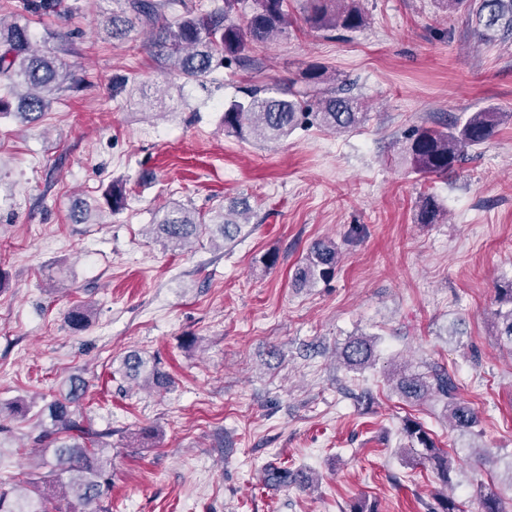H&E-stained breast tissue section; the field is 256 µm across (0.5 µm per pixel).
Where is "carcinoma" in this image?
Returning <instances> with one entry per match:
<instances>
[{
	"label": "carcinoma",
	"instance_id": "carcinoma-1",
	"mask_svg": "<svg viewBox=\"0 0 512 512\" xmlns=\"http://www.w3.org/2000/svg\"><path fill=\"white\" fill-rule=\"evenodd\" d=\"M118 9L101 22L102 29L120 40L134 28L147 25L153 56L162 71L186 82L202 84L220 65L227 69L245 62L246 52L278 35L286 33L289 25L285 0H251V10L242 12L244 0H224L221 7L201 12L191 0H115ZM304 17L310 27L323 31H353L366 25L367 16L360 0H307ZM448 10L463 6L487 30L498 29L512 37V0H442ZM26 11L35 17L61 15L72 11L63 0H26ZM305 83L312 89L329 85L320 94L309 91L282 92L255 86L241 89V96L224 106V133L245 139L254 136L263 142H277L288 138L296 129L318 125L333 132H346L363 125L368 118L360 99L346 89L335 86L336 78L327 72L311 68L304 74ZM0 85L6 95L0 97V112L7 113L11 97L18 88L25 93L18 99L17 111L24 121L37 122L52 100L74 89L75 71L49 48L35 47L29 22L0 20ZM505 120V114L491 108L471 112L451 126L437 129L417 126L396 141L398 158L420 174L445 176L460 165L468 149L489 141ZM111 212L126 206L123 185L114 182L104 193ZM418 220L434 224L440 208L430 195L418 201ZM98 205L81 202L74 207L71 220L75 224H91ZM250 206L237 201L217 212L216 224L226 241H233L239 232V217L247 214ZM152 229L160 233L166 245L185 248L194 242L203 224L195 213L180 204L174 205L162 217L154 220ZM339 251L331 240H318L309 247L302 264L297 268L296 281L302 285L326 280L335 274ZM500 301L509 304L499 308L495 317L500 324L499 335L504 347L512 354V279L497 289ZM90 307L70 310L65 322L73 328L88 325ZM341 356L352 369H363L374 361V342L367 337L350 340ZM145 362L136 353L128 355L121 367L127 378L142 375ZM144 376V375H142ZM144 381L154 390L165 388L169 375L158 366H151ZM399 392L407 399L423 401L429 397L443 401L448 408L452 428L470 433L477 426L478 414L468 403L457 398L458 386L448 370L437 365H426L417 371H404L397 376ZM86 383L72 376L67 383L64 399L50 403L46 419L39 420L40 432L35 442L40 448L54 449L56 464L44 481L47 489L36 488L34 494L12 496L0 490V512H103L100 502L112 487V463L103 454V438L110 433H98V440H90L92 432L81 412L80 401ZM402 433L409 447L419 449L421 459L432 465L440 477L443 490L433 512H462L460 505L448 499V453L435 446L430 432L423 424L407 419ZM265 482L286 486L294 482L286 468L266 470ZM480 512H512L494 491L480 498Z\"/></svg>",
	"mask_w": 512,
	"mask_h": 512
}]
</instances>
